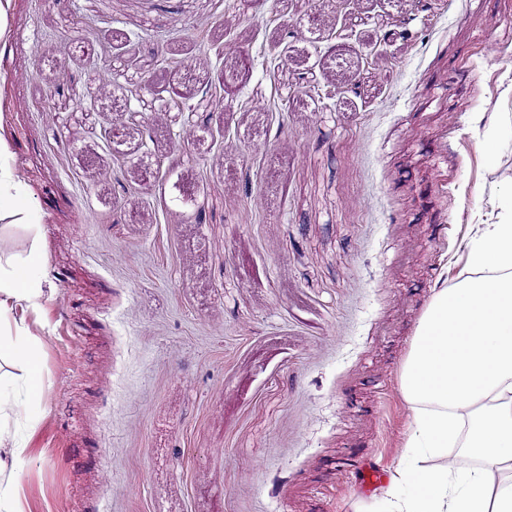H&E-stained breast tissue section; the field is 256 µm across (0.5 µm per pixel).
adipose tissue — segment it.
Returning <instances> with one entry per match:
<instances>
[{
  "label": "adipose tissue",
  "instance_id": "1",
  "mask_svg": "<svg viewBox=\"0 0 512 512\" xmlns=\"http://www.w3.org/2000/svg\"><path fill=\"white\" fill-rule=\"evenodd\" d=\"M37 226L41 216L12 173L0 139V217ZM466 276L435 289L401 372L414 424L398 465L375 497L374 512H512V193L501 196L466 248ZM39 251L0 261V359L23 375L0 376V475L23 445L9 420L32 391L40 342L15 317L45 297ZM467 431L475 467L448 462Z\"/></svg>",
  "mask_w": 512,
  "mask_h": 512
}]
</instances>
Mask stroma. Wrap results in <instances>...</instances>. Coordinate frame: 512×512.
I'll return each mask as SVG.
<instances>
[{
    "label": "stroma",
    "instance_id": "stroma-1",
    "mask_svg": "<svg viewBox=\"0 0 512 512\" xmlns=\"http://www.w3.org/2000/svg\"><path fill=\"white\" fill-rule=\"evenodd\" d=\"M9 22L0 139L41 223L0 221V254L39 246L52 290L16 313L43 343L23 512H364L432 293L512 189V0H12ZM116 47L142 97L189 105L146 155L95 67Z\"/></svg>",
    "mask_w": 512,
    "mask_h": 512
}]
</instances>
